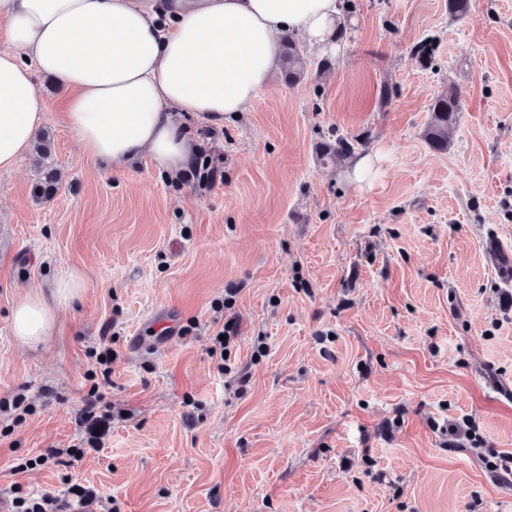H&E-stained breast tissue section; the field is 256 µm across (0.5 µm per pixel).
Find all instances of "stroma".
I'll use <instances>...</instances> for the list:
<instances>
[{
	"label": "stroma",
	"instance_id": "1",
	"mask_svg": "<svg viewBox=\"0 0 512 512\" xmlns=\"http://www.w3.org/2000/svg\"><path fill=\"white\" fill-rule=\"evenodd\" d=\"M347 2L300 83L192 125L211 182L147 153L90 159L64 89L38 79L63 179L40 203L33 155L0 170V499L71 505L81 486L91 512H512L483 459L512 453V282L486 247L494 233L512 252V0L462 19L447 0ZM428 36L425 69L410 49ZM451 86L462 112L438 153L423 132ZM341 136L353 157L322 165ZM73 271L82 298L21 344L11 308ZM157 310L174 341L134 353ZM452 423L480 451L449 450Z\"/></svg>",
	"mask_w": 512,
	"mask_h": 512
}]
</instances>
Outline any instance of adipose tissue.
I'll list each match as a JSON object with an SVG mask.
<instances>
[{"mask_svg":"<svg viewBox=\"0 0 512 512\" xmlns=\"http://www.w3.org/2000/svg\"><path fill=\"white\" fill-rule=\"evenodd\" d=\"M341 0H0V170L45 122L36 77L67 92L65 124L88 157L121 168L150 153L176 171L192 159L184 117L220 128L276 74L285 35L336 40ZM86 288L81 273L12 309L14 336L37 345L55 307Z\"/></svg>","mask_w":512,"mask_h":512,"instance_id":"1","label":"adipose tissue"}]
</instances>
